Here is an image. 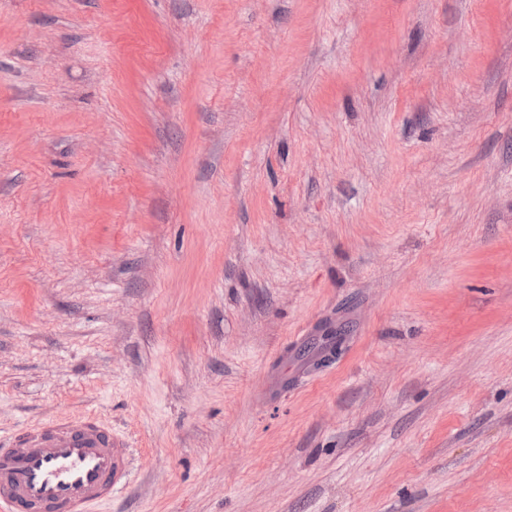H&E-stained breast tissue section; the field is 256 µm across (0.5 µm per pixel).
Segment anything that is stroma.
<instances>
[{
  "label": "stroma",
  "instance_id": "obj_1",
  "mask_svg": "<svg viewBox=\"0 0 512 512\" xmlns=\"http://www.w3.org/2000/svg\"><path fill=\"white\" fill-rule=\"evenodd\" d=\"M90 412L99 512H512V0H0V429Z\"/></svg>",
  "mask_w": 512,
  "mask_h": 512
}]
</instances>
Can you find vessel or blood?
<instances>
[{"mask_svg": "<svg viewBox=\"0 0 512 512\" xmlns=\"http://www.w3.org/2000/svg\"><path fill=\"white\" fill-rule=\"evenodd\" d=\"M131 474L129 441L95 414L0 431V512H94Z\"/></svg>", "mask_w": 512, "mask_h": 512, "instance_id": "1", "label": "vessel or blood"}]
</instances>
